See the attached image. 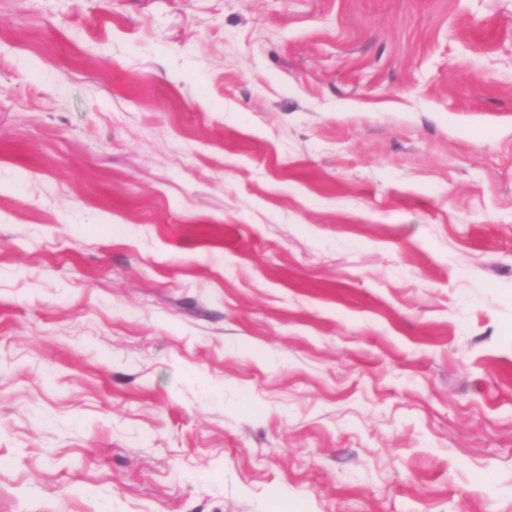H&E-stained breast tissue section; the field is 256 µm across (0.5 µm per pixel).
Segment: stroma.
<instances>
[{"label": "stroma", "instance_id": "obj_1", "mask_svg": "<svg viewBox=\"0 0 512 512\" xmlns=\"http://www.w3.org/2000/svg\"><path fill=\"white\" fill-rule=\"evenodd\" d=\"M0 512H512V0H0Z\"/></svg>", "mask_w": 512, "mask_h": 512}]
</instances>
